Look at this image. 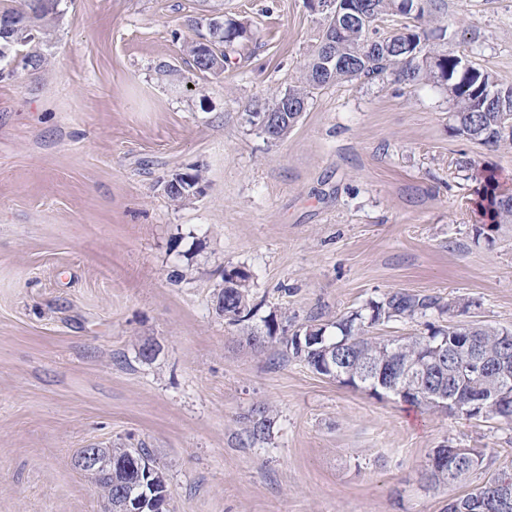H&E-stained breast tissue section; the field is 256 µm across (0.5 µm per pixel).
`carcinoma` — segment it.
I'll list each match as a JSON object with an SVG mask.
<instances>
[{"instance_id":"obj_1","label":"carcinoma","mask_w":512,"mask_h":512,"mask_svg":"<svg viewBox=\"0 0 512 512\" xmlns=\"http://www.w3.org/2000/svg\"><path fill=\"white\" fill-rule=\"evenodd\" d=\"M62 0H25L24 7L17 9L0 6V20L16 21L26 25L29 32L24 43L16 42L15 37L0 29V62L22 58L25 65L40 69L46 58L32 51V42L36 35L44 34L61 16ZM369 11L372 20L368 25L350 26L341 40L336 42V66L328 71H320L317 63L319 47H314L297 84L279 91L271 101L253 111L256 117L267 116L273 122L275 131L270 140L282 141L299 121L302 113L282 110L284 98L289 97L299 104H308L311 90L338 82L354 80H372L385 75L394 76L400 84L433 83L441 84L448 79H455V119L456 131L462 136L480 141L487 146H496L501 142H512V86L500 85L489 72L476 71L471 76H463L457 70L458 54L443 47L447 39L448 26L436 15L435 0H422L416 15H407L398 11L399 0H358ZM206 26L208 35L205 41L193 40L187 45L195 67L204 73L219 74L224 71L226 54L224 46L234 43L247 33L246 27L234 19L209 18L207 21H192V26ZM400 40L413 42L423 47L430 55V62L423 64L408 60L397 52L396 43ZM493 84L497 98L493 104L485 106L480 103L478 87L480 80ZM184 186L165 183L168 198L182 203L194 196L193 190L202 189L204 176L199 169L186 173ZM479 207L483 214L493 223L512 222V195L498 192L494 176L487 178L485 190ZM219 309L224 319L232 325L239 326L246 332L248 342L258 351H263L266 344L277 333L286 332L287 319L282 315L270 313L262 318L263 329L258 330L249 325L257 315L261 305L253 302L249 285V276L241 271L232 273V278L224 279V288L218 295ZM436 309L444 314L450 307L441 306L431 298L419 297L407 292L396 291L384 299L370 304L367 313L359 311L336 320L335 333L327 328H307L304 332H293L283 337L288 354L319 371L325 362L328 349H336V356L347 364L352 372L350 379L343 384L364 390L370 389V381H359L366 372H382V381L393 377L397 369L415 357H426L431 347L440 343L447 345V351L456 349L455 336L464 331L460 325L432 327L425 335L410 336L403 339H385L369 335L370 329L390 321L413 319L426 315L427 311ZM477 343L479 347L498 356L512 358V331L490 325L478 326ZM478 385L484 392L498 388V378L488 375L481 380L472 381L454 373L449 368L439 369L428 374L427 378L413 383L411 390L404 394V400L423 409L433 410L435 394L441 392L447 396L465 397ZM275 425L270 410L264 404L252 409L246 426L243 428L246 444L263 441L269 437ZM104 452L112 458L115 466L112 473H96L95 481L101 497L114 502L124 485L126 472L117 466L119 462L137 456L148 466V482L159 489L168 490L166 479L160 467L155 464L149 452L141 448H106ZM461 462L453 478H448V469L428 468L423 474L424 481L430 486L446 485L452 481L464 480L472 471L482 468L485 452L477 448H463L460 452ZM502 478L512 480V472H498L479 487V491L490 497L497 507L489 512H512V497L508 507L500 505L497 482Z\"/></svg>"}]
</instances>
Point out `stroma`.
Listing matches in <instances>:
<instances>
[{
  "label": "stroma",
  "instance_id": "obj_1",
  "mask_svg": "<svg viewBox=\"0 0 512 512\" xmlns=\"http://www.w3.org/2000/svg\"><path fill=\"white\" fill-rule=\"evenodd\" d=\"M445 11L450 49L512 85V0ZM224 15L251 36L199 72L189 21ZM320 35L305 0H65L48 68L0 66V512H105L88 447L148 449L169 512H445L512 469V424L342 385L278 339L256 352L218 310L241 268L292 332L396 291L450 310L374 335L512 329V223L476 207L487 174L512 193V143L456 134L445 88L333 83L283 141L250 124ZM191 168L203 191L173 204ZM260 403L273 433L242 445ZM443 446L485 465L426 486Z\"/></svg>",
  "mask_w": 512,
  "mask_h": 512
}]
</instances>
